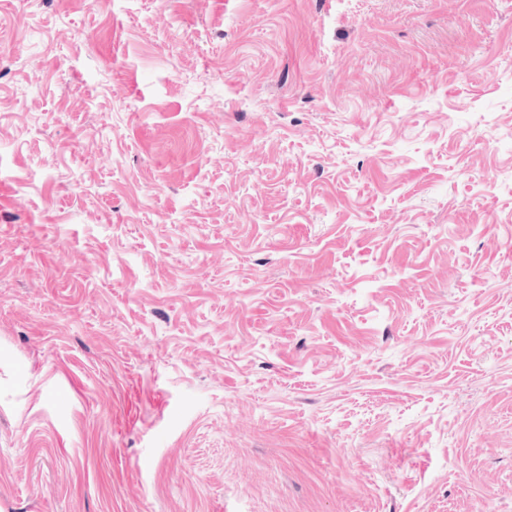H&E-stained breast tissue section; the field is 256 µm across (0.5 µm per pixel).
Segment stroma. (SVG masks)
Returning a JSON list of instances; mask_svg holds the SVG:
<instances>
[{"label":"stroma","mask_w":512,"mask_h":512,"mask_svg":"<svg viewBox=\"0 0 512 512\" xmlns=\"http://www.w3.org/2000/svg\"><path fill=\"white\" fill-rule=\"evenodd\" d=\"M0 512H512V0H0Z\"/></svg>","instance_id":"35a3bbf8"}]
</instances>
